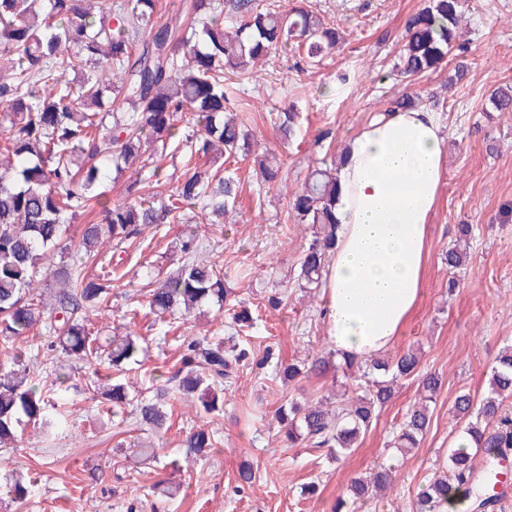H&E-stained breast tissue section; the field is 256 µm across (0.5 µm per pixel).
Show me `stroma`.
<instances>
[{"label": "stroma", "instance_id": "stroma-1", "mask_svg": "<svg viewBox=\"0 0 512 512\" xmlns=\"http://www.w3.org/2000/svg\"><path fill=\"white\" fill-rule=\"evenodd\" d=\"M325 24L344 39L318 64L284 50L249 72L228 75L234 107L256 131L261 147L273 153L282 183L256 176L251 161L228 163L241 180L238 210L223 224L202 225L199 233L211 260L240 269L227 286L253 313L252 327L238 342L256 353L273 349L276 360L294 363L328 347L320 312L322 294L298 286V262L310 240L298 223L289 193L311 170L331 165L375 112L390 99L411 94L438 113L446 134V176L429 234V259L421 301L392 345V352L421 347V373H435L442 387L430 405V429L419 448L395 469L392 485L376 512H409L419 487L442 463L458 427L449 409L463 391L488 389L493 359L512 342V112L490 107L491 91L512 82V0H467L461 22L468 44L464 76L449 82L454 64L407 81L393 74L408 16L425 0H307ZM296 105L298 138L284 144L274 124L277 112ZM472 225L465 245L468 262L449 272L444 261L456 244L458 227ZM178 224L144 232L147 246L114 249L87 267L88 275L112 273L108 308L89 315L96 336L131 328L145 337V355L128 379L138 396L152 397L162 372L175 371L186 337L226 341L231 318L213 306L174 323L147 316L149 295L166 272L177 267ZM284 302L273 308L271 294ZM44 327L0 342V361L23 350L30 380L63 403L68 419L52 434L25 425L14 447L0 448V512H328L352 477L385 462L388 444L403 413L418 400L417 379L402 381L392 403L382 409L363 442L331 462L307 448H289L274 417L285 400L328 394L333 374L283 383L274 367L243 368L224 386L220 412L203 414L197 399L170 401L169 429L142 430L132 413L109 416L98 405L97 385L81 362L70 361V378L59 383L57 357L46 348ZM215 431L217 446L206 458L167 461L190 428ZM154 448L155 460H140V444ZM256 481L236 492L239 467ZM35 472L39 482L26 504L12 502L3 486L9 474ZM316 482L318 492L303 499L299 488Z\"/></svg>", "mask_w": 512, "mask_h": 512}]
</instances>
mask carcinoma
<instances>
[{"label":"carcinoma","mask_w":512,"mask_h":512,"mask_svg":"<svg viewBox=\"0 0 512 512\" xmlns=\"http://www.w3.org/2000/svg\"><path fill=\"white\" fill-rule=\"evenodd\" d=\"M83 0H0V148L7 154L0 167V337L8 342L39 325L48 329L47 348L82 362L92 372L104 366L118 374L98 384L106 411L132 408L139 423L154 432L168 422L166 398L172 393L198 396L206 413L223 405L224 384L242 367L259 369L273 352L257 357L249 346L226 348L207 337L187 340L178 370L159 385L152 399H137L129 383L119 379L138 364L145 339L132 333L92 337L88 313L108 307L112 279L83 273L112 243L132 245L146 227L185 223L184 211L200 208L222 217L238 203L240 185L221 167L186 165L178 185L162 191L166 181L153 155L167 149L179 127L182 147L192 153L220 152L224 160L249 159L267 182L279 178L270 153L254 154L255 134L237 118L224 90V74L247 71L275 50L293 46L310 59L331 53L340 37L323 26L313 12L295 6L282 11L255 0H191L182 33L157 21L158 0H98L89 12ZM461 0H429L410 15L397 68L406 77L438 69L450 57L467 52L456 28ZM77 77L70 79L68 73ZM489 100L496 111L512 112V85L495 88ZM281 140L295 136L298 112L290 106L278 114ZM136 174L126 192L130 200L100 205V184L114 173ZM338 167L311 171L292 194L298 222L311 226L310 242L300 261L301 285L322 286L323 273L336 245L335 202ZM102 206L99 223L84 224L70 235L69 217ZM67 250L73 265L55 261ZM202 246L191 226L179 240L181 265L150 294L149 308L159 319L185 316L204 303L231 312L235 327L251 326L252 317L230 297L227 281L238 270L199 258ZM59 288L45 307L36 293L40 269ZM357 373L356 383L336 395V406L294 398L276 410L288 446L327 449L340 460L358 446L377 413L395 395L401 379L418 375L420 355L408 349L387 358L358 359L344 353L318 351L299 364H275L278 374L296 379L321 377L329 368ZM25 355L15 351L0 366V445L16 441L22 424L50 432L66 421L49 412L50 400L26 385ZM442 385L435 373L420 377L421 402L403 414L392 440L394 454L366 477L351 481L330 512H363L391 483L412 449L419 447L431 423L429 402ZM512 344L495 356L489 391L481 401L459 393L450 412L461 424L468 448H451L442 471L421 486L411 512H438L453 496L470 512H491L500 461L512 451ZM214 432L196 427L183 439L185 455L199 459L215 448ZM37 478L15 473L8 493L23 504Z\"/></svg>","instance_id":"1"}]
</instances>
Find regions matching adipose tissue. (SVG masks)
<instances>
[{"instance_id": "adipose-tissue-1", "label": "adipose tissue", "mask_w": 512, "mask_h": 512, "mask_svg": "<svg viewBox=\"0 0 512 512\" xmlns=\"http://www.w3.org/2000/svg\"><path fill=\"white\" fill-rule=\"evenodd\" d=\"M438 115L375 116L339 170L336 247L324 273L333 349L366 359L388 350L422 297L429 226L446 173Z\"/></svg>"}]
</instances>
